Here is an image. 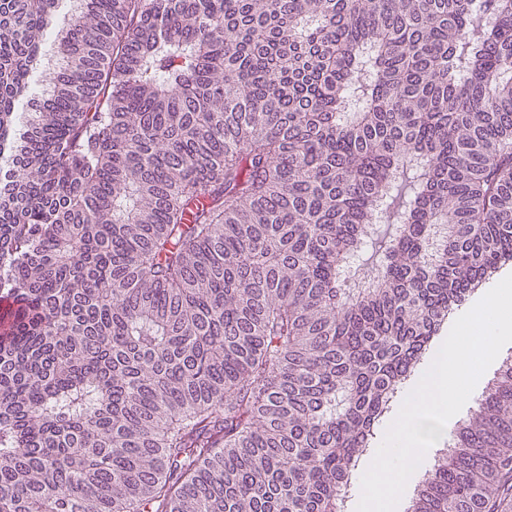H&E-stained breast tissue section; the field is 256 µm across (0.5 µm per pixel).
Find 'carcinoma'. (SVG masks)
<instances>
[{
    "instance_id": "cac0c4a2",
    "label": "carcinoma",
    "mask_w": 512,
    "mask_h": 512,
    "mask_svg": "<svg viewBox=\"0 0 512 512\" xmlns=\"http://www.w3.org/2000/svg\"><path fill=\"white\" fill-rule=\"evenodd\" d=\"M60 2L0 0V512H336L512 260V0ZM476 405L408 512L512 494ZM510 274H512V265L509 266V267L504 268L497 278L491 280L486 285L485 288L481 289L478 293L472 295L471 297H469L468 300H466L464 305L462 307H460L459 311L455 314L453 320L447 325V327H444L440 331V333L438 335L439 337L437 338V344L432 349L434 351V353L439 349V347L441 346V344L445 340V338L448 335V333H449L453 323L455 322V320L460 315H462L463 313L468 311L474 304H476L493 286H495L499 281H501L503 278H505L507 275H510Z\"/></svg>"
}]
</instances>
